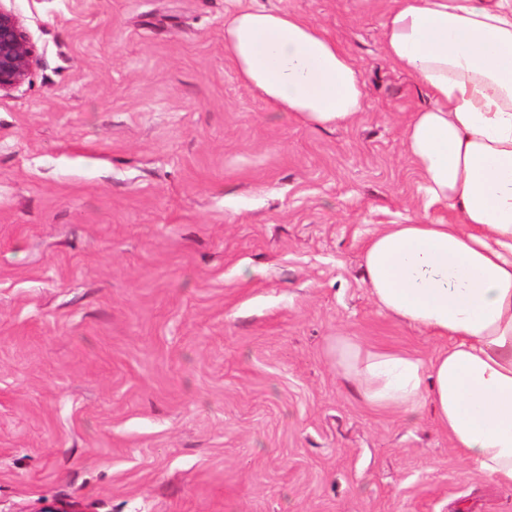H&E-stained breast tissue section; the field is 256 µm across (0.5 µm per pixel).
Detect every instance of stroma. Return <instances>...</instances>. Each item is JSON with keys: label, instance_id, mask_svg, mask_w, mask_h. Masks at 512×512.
<instances>
[{"label": "stroma", "instance_id": "1", "mask_svg": "<svg viewBox=\"0 0 512 512\" xmlns=\"http://www.w3.org/2000/svg\"><path fill=\"white\" fill-rule=\"evenodd\" d=\"M241 2L336 37L351 124L239 79L232 0L12 4L40 64L0 98V512H512L330 355L443 345L364 280L371 233L424 206L403 136L428 97L382 55L388 0Z\"/></svg>", "mask_w": 512, "mask_h": 512}]
</instances>
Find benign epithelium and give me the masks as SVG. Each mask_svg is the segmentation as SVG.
<instances>
[{
  "mask_svg": "<svg viewBox=\"0 0 512 512\" xmlns=\"http://www.w3.org/2000/svg\"><path fill=\"white\" fill-rule=\"evenodd\" d=\"M38 64L36 47L19 15L0 4V97L19 90Z\"/></svg>",
  "mask_w": 512,
  "mask_h": 512,
  "instance_id": "1",
  "label": "benign epithelium"
}]
</instances>
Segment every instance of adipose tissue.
Wrapping results in <instances>:
<instances>
[{"mask_svg":"<svg viewBox=\"0 0 512 512\" xmlns=\"http://www.w3.org/2000/svg\"><path fill=\"white\" fill-rule=\"evenodd\" d=\"M224 44L241 81L303 124H348L362 109L352 57L301 15L236 8ZM381 45L429 98L405 153L452 220L373 232L365 282L383 312L446 346L425 360L340 336L332 357L369 407H430L457 460L512 490V0H391Z\"/></svg>","mask_w":512,"mask_h":512,"instance_id":"1","label":"adipose tissue"}]
</instances>
